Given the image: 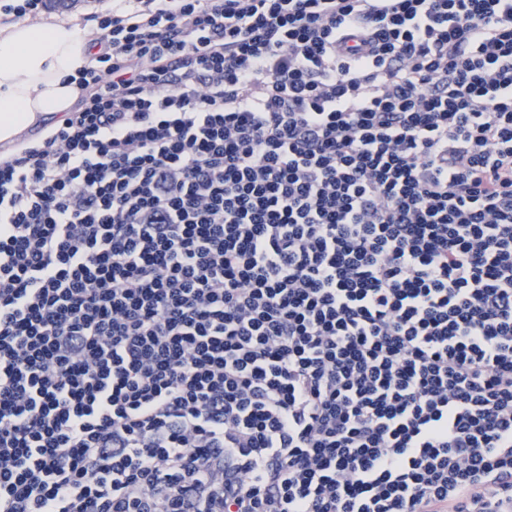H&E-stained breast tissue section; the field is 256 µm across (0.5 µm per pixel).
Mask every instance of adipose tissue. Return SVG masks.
<instances>
[{
	"label": "adipose tissue",
	"mask_w": 512,
	"mask_h": 512,
	"mask_svg": "<svg viewBox=\"0 0 512 512\" xmlns=\"http://www.w3.org/2000/svg\"><path fill=\"white\" fill-rule=\"evenodd\" d=\"M90 39L68 20H0V147L12 150L41 119L67 111L71 76L91 62Z\"/></svg>",
	"instance_id": "adipose-tissue-1"
}]
</instances>
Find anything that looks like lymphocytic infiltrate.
I'll list each match as a JSON object with an SVG mask.
<instances>
[{"instance_id":"lymphocytic-infiltrate-1","label":"lymphocytic infiltrate","mask_w":512,"mask_h":512,"mask_svg":"<svg viewBox=\"0 0 512 512\" xmlns=\"http://www.w3.org/2000/svg\"><path fill=\"white\" fill-rule=\"evenodd\" d=\"M0 153V512H512V0H112Z\"/></svg>"}]
</instances>
